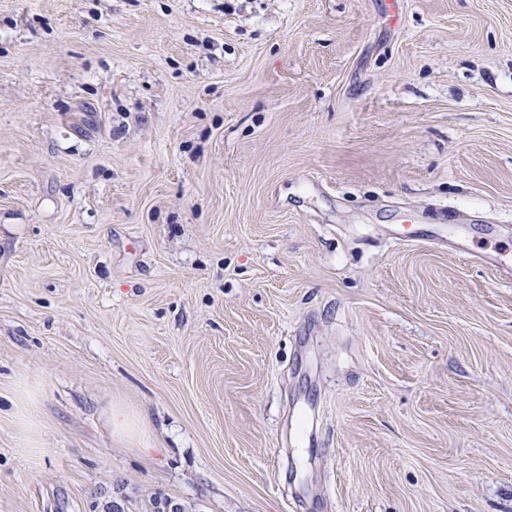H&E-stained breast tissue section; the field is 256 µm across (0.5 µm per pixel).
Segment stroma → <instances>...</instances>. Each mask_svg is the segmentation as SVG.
Returning <instances> with one entry per match:
<instances>
[{
	"instance_id": "1",
	"label": "stroma",
	"mask_w": 512,
	"mask_h": 512,
	"mask_svg": "<svg viewBox=\"0 0 512 512\" xmlns=\"http://www.w3.org/2000/svg\"><path fill=\"white\" fill-rule=\"evenodd\" d=\"M165 501L512 512V0H0V512Z\"/></svg>"
}]
</instances>
